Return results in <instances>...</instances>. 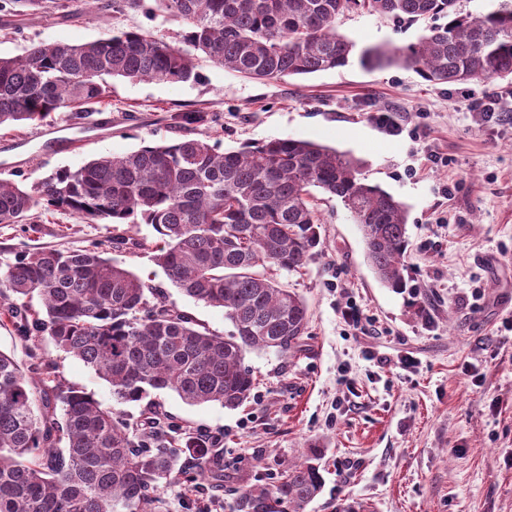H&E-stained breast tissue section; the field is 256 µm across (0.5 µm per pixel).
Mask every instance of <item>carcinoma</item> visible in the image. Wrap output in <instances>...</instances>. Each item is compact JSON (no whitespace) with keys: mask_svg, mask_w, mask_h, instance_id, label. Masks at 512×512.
<instances>
[{"mask_svg":"<svg viewBox=\"0 0 512 512\" xmlns=\"http://www.w3.org/2000/svg\"><path fill=\"white\" fill-rule=\"evenodd\" d=\"M144 0H100L103 11ZM186 27L180 47L142 31H113L82 44L39 42L0 56V127L42 121L60 108L90 105L114 77L197 79L192 51L244 77L278 80L348 64L354 43L336 30L352 9L412 20L448 18L415 44L365 49L368 68L400 66L434 84L512 81V7L462 16L458 0H157ZM338 197L362 232L366 255L388 288H405L406 208L365 181L359 160L309 141L274 138L224 152L202 139L145 145L91 159L26 189L0 179V224H30L54 207L92 222L149 224L154 246L116 236L111 249H152L168 280L188 297L221 308L233 326L215 334L167 306L161 291L93 244L44 249L0 271V295L16 296L17 335L39 348L50 336L109 383L118 403L152 390L191 405L237 409L254 379L251 350L286 355L300 346L308 307L273 278L316 254L322 224L312 189ZM38 297L40 308L30 304ZM41 407L27 374L0 351V512H152V493L191 467L224 490V449L170 426L157 405L129 422L38 363ZM61 413H56V410ZM65 443L64 449L57 448ZM304 459L272 480L238 490L236 512H306L322 477Z\"/></svg>","mask_w":512,"mask_h":512,"instance_id":"obj_1","label":"carcinoma"}]
</instances>
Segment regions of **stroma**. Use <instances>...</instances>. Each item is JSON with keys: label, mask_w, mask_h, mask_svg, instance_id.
<instances>
[{"label": "stroma", "mask_w": 512, "mask_h": 512, "mask_svg": "<svg viewBox=\"0 0 512 512\" xmlns=\"http://www.w3.org/2000/svg\"><path fill=\"white\" fill-rule=\"evenodd\" d=\"M427 21L363 11L337 21L358 51L417 42ZM183 26L162 9L99 11L75 0L69 12L0 6V55L37 42L81 44L109 31L145 30L175 44ZM346 67L281 80L249 79L196 54L197 80L111 81L90 117L70 109L50 121L0 129V178L28 188L56 171L145 144L206 139L223 149L272 138L308 140L359 159L369 183L407 208V287L380 284L362 234L338 198L320 195L319 253L301 272L280 273L307 302L309 332L298 351H252L256 386L235 410L191 406L151 391L171 424L210 433L224 450V491L209 484L160 485L155 512H235L239 488L268 480L317 443L323 487L308 512H512V112L483 122L481 99L512 95L498 82L432 84L411 69ZM393 113L394 135L375 116ZM442 157L441 165L427 153ZM124 235L155 239L148 224L90 222L64 210L32 224H0V266L45 248L82 249ZM112 259L161 288L167 305L217 334L232 325L222 309L182 294L151 251ZM356 304L369 321L351 331L341 313ZM62 381L125 417L143 404L114 403L112 389L50 341L39 351ZM415 363L403 367L404 356Z\"/></svg>", "instance_id": "1"}]
</instances>
